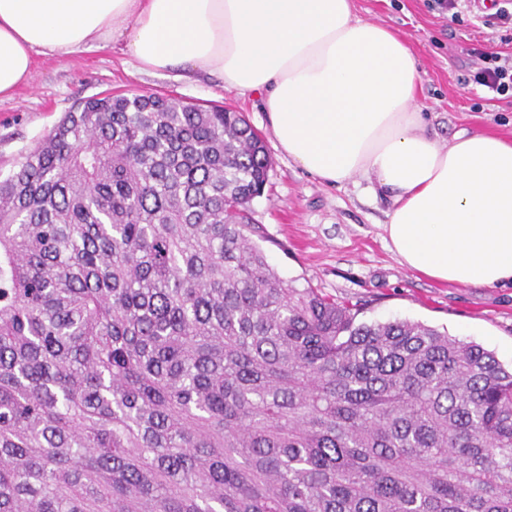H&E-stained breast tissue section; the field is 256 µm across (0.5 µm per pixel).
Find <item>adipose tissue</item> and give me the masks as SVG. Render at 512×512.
I'll use <instances>...</instances> for the list:
<instances>
[{"mask_svg":"<svg viewBox=\"0 0 512 512\" xmlns=\"http://www.w3.org/2000/svg\"><path fill=\"white\" fill-rule=\"evenodd\" d=\"M118 43L143 70L260 97L277 148L305 173L388 196L383 237L409 270L512 288V141L429 134L411 47L354 0H0V100L30 82L34 54Z\"/></svg>","mask_w":512,"mask_h":512,"instance_id":"1","label":"adipose tissue"}]
</instances>
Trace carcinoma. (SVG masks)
<instances>
[{"instance_id": "obj_1", "label": "carcinoma", "mask_w": 512, "mask_h": 512, "mask_svg": "<svg viewBox=\"0 0 512 512\" xmlns=\"http://www.w3.org/2000/svg\"><path fill=\"white\" fill-rule=\"evenodd\" d=\"M242 113L80 102L0 178V512H512V370L254 243Z\"/></svg>"}]
</instances>
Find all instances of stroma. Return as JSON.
<instances>
[{
  "instance_id": "stroma-1",
  "label": "stroma",
  "mask_w": 512,
  "mask_h": 512,
  "mask_svg": "<svg viewBox=\"0 0 512 512\" xmlns=\"http://www.w3.org/2000/svg\"><path fill=\"white\" fill-rule=\"evenodd\" d=\"M355 8L360 18L388 26L410 43L432 133L447 139L467 129L512 140V104H487L480 87L464 83L471 30L451 23L437 0H355ZM105 92L157 93L241 112L271 158L264 191L250 205V222L283 280L356 306L358 321L409 319L444 328L512 366L511 287L449 285L402 266L379 229L388 200L373 198L361 184L331 187L304 173L277 149L259 101L224 90L214 78L139 71L117 45L64 59L35 55L30 85L0 101V176L11 173L64 112Z\"/></svg>"
}]
</instances>
